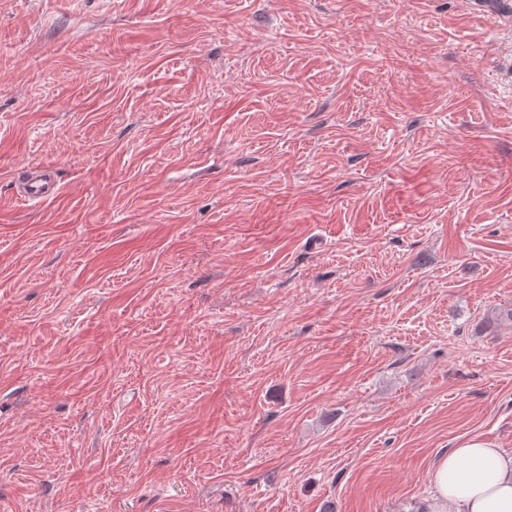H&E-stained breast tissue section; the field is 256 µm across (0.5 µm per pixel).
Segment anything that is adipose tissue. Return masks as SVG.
<instances>
[{
	"label": "adipose tissue",
	"mask_w": 512,
	"mask_h": 512,
	"mask_svg": "<svg viewBox=\"0 0 512 512\" xmlns=\"http://www.w3.org/2000/svg\"><path fill=\"white\" fill-rule=\"evenodd\" d=\"M421 512H512V451L479 436L435 462Z\"/></svg>",
	"instance_id": "adipose-tissue-1"
}]
</instances>
